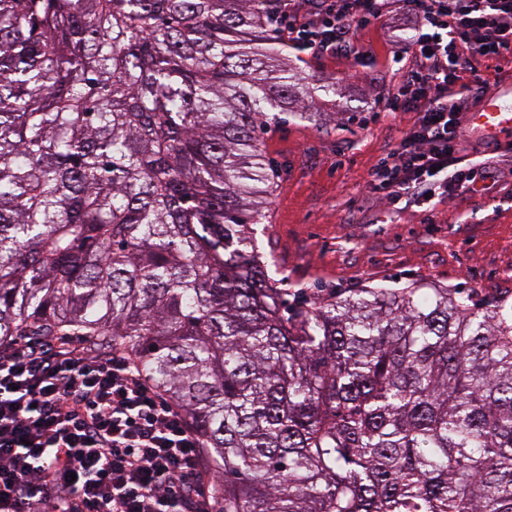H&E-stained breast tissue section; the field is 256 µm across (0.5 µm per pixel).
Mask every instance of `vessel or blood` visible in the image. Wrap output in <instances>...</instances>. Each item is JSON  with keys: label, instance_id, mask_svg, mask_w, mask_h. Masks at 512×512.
I'll list each match as a JSON object with an SVG mask.
<instances>
[{"label": "vessel or blood", "instance_id": "b4317fda", "mask_svg": "<svg viewBox=\"0 0 512 512\" xmlns=\"http://www.w3.org/2000/svg\"><path fill=\"white\" fill-rule=\"evenodd\" d=\"M466 133L512 143V84H503L487 92L479 107L463 117Z\"/></svg>", "mask_w": 512, "mask_h": 512}]
</instances>
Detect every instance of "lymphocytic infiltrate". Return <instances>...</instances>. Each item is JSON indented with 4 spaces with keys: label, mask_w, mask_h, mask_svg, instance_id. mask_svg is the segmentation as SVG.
Returning a JSON list of instances; mask_svg holds the SVG:
<instances>
[{
    "label": "lymphocytic infiltrate",
    "mask_w": 512,
    "mask_h": 512,
    "mask_svg": "<svg viewBox=\"0 0 512 512\" xmlns=\"http://www.w3.org/2000/svg\"><path fill=\"white\" fill-rule=\"evenodd\" d=\"M388 2L317 0L314 19L289 24L288 38L315 55L361 53L358 32ZM399 2L415 35L384 109L417 118L368 188L393 211L428 216L500 183L461 117L490 87L482 68L512 58V0ZM202 446L185 411L126 353L59 346L0 355V512H210Z\"/></svg>",
    "instance_id": "obj_1"
}]
</instances>
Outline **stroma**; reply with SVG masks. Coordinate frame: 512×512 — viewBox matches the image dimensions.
<instances>
[{
  "label": "stroma",
  "instance_id": "stroma-1",
  "mask_svg": "<svg viewBox=\"0 0 512 512\" xmlns=\"http://www.w3.org/2000/svg\"><path fill=\"white\" fill-rule=\"evenodd\" d=\"M411 26L398 7L359 34L362 55L288 54L303 73L335 81L352 112L324 127L288 118L267 141L274 188L258 247L289 302L360 288L438 287L469 294L512 314V150L494 159L504 173L484 196L437 205L433 223L407 210L376 223L382 202L369 196L372 169L394 147L414 113L391 118L377 99L394 78L392 52Z\"/></svg>",
  "mask_w": 512,
  "mask_h": 512
}]
</instances>
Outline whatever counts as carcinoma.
Returning a JSON list of instances; mask_svg holds the SVG:
<instances>
[{
    "mask_svg": "<svg viewBox=\"0 0 512 512\" xmlns=\"http://www.w3.org/2000/svg\"><path fill=\"white\" fill-rule=\"evenodd\" d=\"M271 2L0 0V349L130 353L214 512H512V318L271 282L264 135L336 98Z\"/></svg>",
    "mask_w": 512,
    "mask_h": 512,
    "instance_id": "cac0c4a2",
    "label": "carcinoma"
}]
</instances>
